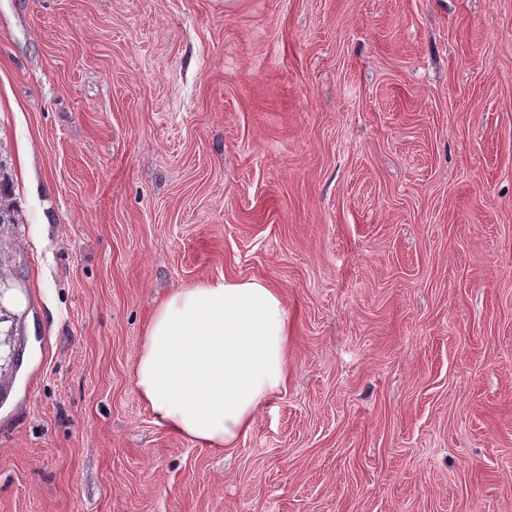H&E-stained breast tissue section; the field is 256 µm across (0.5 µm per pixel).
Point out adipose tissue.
I'll return each mask as SVG.
<instances>
[{
	"instance_id": "ef3b65f1",
	"label": "adipose tissue",
	"mask_w": 512,
	"mask_h": 512,
	"mask_svg": "<svg viewBox=\"0 0 512 512\" xmlns=\"http://www.w3.org/2000/svg\"><path fill=\"white\" fill-rule=\"evenodd\" d=\"M133 375L158 426L210 448L236 447L287 384L281 291L235 278L173 290L145 329Z\"/></svg>"
}]
</instances>
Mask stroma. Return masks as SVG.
I'll list each match as a JSON object with an SVG mask.
<instances>
[{"instance_id": "1", "label": "stroma", "mask_w": 512, "mask_h": 512, "mask_svg": "<svg viewBox=\"0 0 512 512\" xmlns=\"http://www.w3.org/2000/svg\"><path fill=\"white\" fill-rule=\"evenodd\" d=\"M0 512H512V0H0ZM279 288L237 448L134 380ZM133 375L158 426L209 448H235L287 384L281 291L235 278L173 290L145 329Z\"/></svg>"}]
</instances>
